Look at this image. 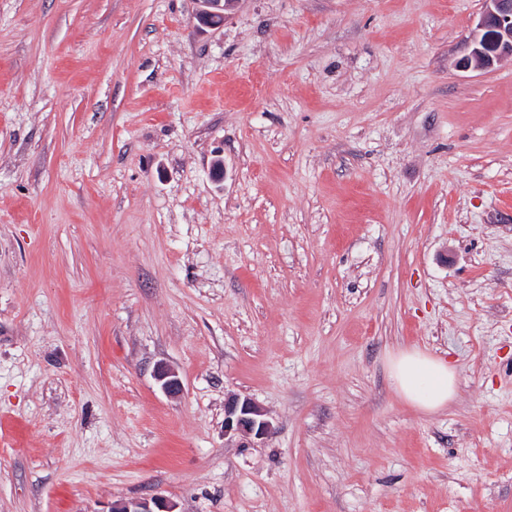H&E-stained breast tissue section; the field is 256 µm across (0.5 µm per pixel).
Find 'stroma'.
<instances>
[{
  "label": "stroma",
  "instance_id": "stroma-1",
  "mask_svg": "<svg viewBox=\"0 0 512 512\" xmlns=\"http://www.w3.org/2000/svg\"><path fill=\"white\" fill-rule=\"evenodd\" d=\"M482 8L0 0V512H512ZM412 346L456 369L439 411L392 383ZM231 395L273 432L225 438ZM199 5L196 20L201 26L219 27L227 18V11L237 0H195ZM110 512H175L174 505L157 496L112 503Z\"/></svg>",
  "mask_w": 512,
  "mask_h": 512
}]
</instances>
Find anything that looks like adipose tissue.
<instances>
[{
  "instance_id": "ef3b65f1",
  "label": "adipose tissue",
  "mask_w": 512,
  "mask_h": 512,
  "mask_svg": "<svg viewBox=\"0 0 512 512\" xmlns=\"http://www.w3.org/2000/svg\"><path fill=\"white\" fill-rule=\"evenodd\" d=\"M390 374L397 391L427 412L447 406L455 392V369L448 360L416 349L401 351L391 362Z\"/></svg>"
}]
</instances>
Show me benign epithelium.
<instances>
[{"label":"benign epithelium","mask_w":512,"mask_h":512,"mask_svg":"<svg viewBox=\"0 0 512 512\" xmlns=\"http://www.w3.org/2000/svg\"><path fill=\"white\" fill-rule=\"evenodd\" d=\"M236 0H196L197 22L206 27H219ZM512 56V0H483L480 18L460 58L464 69H484L495 61ZM157 379L168 393L180 389V381L172 370L160 365ZM273 424L265 410L254 401L233 397L224 403V435H241L264 439L272 433ZM111 512H175L174 505L157 496L112 503Z\"/></svg>","instance_id":"1"}]
</instances>
